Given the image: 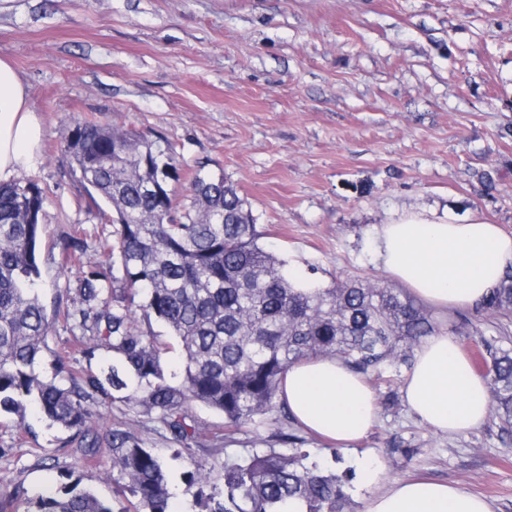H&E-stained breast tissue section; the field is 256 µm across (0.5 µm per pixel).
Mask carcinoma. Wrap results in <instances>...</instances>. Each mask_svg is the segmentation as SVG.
Here are the masks:
<instances>
[{
  "label": "carcinoma",
  "mask_w": 512,
  "mask_h": 512,
  "mask_svg": "<svg viewBox=\"0 0 512 512\" xmlns=\"http://www.w3.org/2000/svg\"><path fill=\"white\" fill-rule=\"evenodd\" d=\"M81 175L95 206L112 207V237L100 241L111 261L78 267L82 307L48 315L37 291L36 249L44 191L34 181L0 184V415L27 427L29 403L53 424L85 441L84 458L99 452L90 436L99 407L121 403L160 422L187 450L200 438L217 455L223 445L285 408L280 384L288 367L308 357L336 356L363 375L411 367L414 349L440 330L431 311L405 291L370 278L303 292L283 273L284 262L259 244L251 210L235 186L197 170L179 203L169 141H150L119 123H78L61 149ZM492 314L512 310V270L482 304ZM96 335L76 339L84 353L112 350L106 377L75 370L57 354L69 385L43 380L36 367L59 318ZM163 323L181 347L183 377H165L168 346L138 318ZM489 377V411L512 432V348L481 339ZM195 405L215 410L224 426L205 432ZM284 453L255 449L224 461L223 501L205 512H346L341 479L305 460L303 440L278 430ZM112 482L135 502L117 508L79 483L26 501L25 512H168L163 460L138 433L112 426ZM185 492L195 498L211 479L209 463L190 459Z\"/></svg>",
  "instance_id": "carcinoma-1"
}]
</instances>
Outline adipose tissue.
<instances>
[{"label":"adipose tissue","mask_w":512,"mask_h":512,"mask_svg":"<svg viewBox=\"0 0 512 512\" xmlns=\"http://www.w3.org/2000/svg\"><path fill=\"white\" fill-rule=\"evenodd\" d=\"M42 125L14 67L0 59V181L34 166ZM376 259L384 272L435 311L483 304L512 268V235L473 219L404 212L379 225ZM282 397L295 423L336 447L365 439L379 408L366 377L334 357L292 364ZM410 411L434 431L464 434L487 421L489 379L477 372L448 331L425 337L403 386ZM363 512H492L460 487L423 478L394 480L366 498Z\"/></svg>","instance_id":"adipose-tissue-1"}]
</instances>
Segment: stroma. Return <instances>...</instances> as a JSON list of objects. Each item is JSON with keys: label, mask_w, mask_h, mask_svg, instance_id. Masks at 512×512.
Segmentation results:
<instances>
[{"label": "stroma", "mask_w": 512, "mask_h": 512, "mask_svg": "<svg viewBox=\"0 0 512 512\" xmlns=\"http://www.w3.org/2000/svg\"><path fill=\"white\" fill-rule=\"evenodd\" d=\"M0 59L21 76L43 127L36 164L16 179L46 195L38 242L46 306L80 300L67 237L93 265L104 259L101 234L112 231L61 155L78 122L166 138L178 195L200 168L234 184L261 246L296 279L382 278L376 228L401 212L477 218L512 235V0H0ZM483 172L492 184L480 183ZM438 321L479 371L476 340L495 336L499 323L512 328V315L476 309ZM61 350L76 368L112 364L110 349H76L60 321L41 378L54 377ZM405 378L389 370L373 381L379 422L357 448L306 439L310 462L348 475L347 512H363L367 459L380 469L377 490L419 474L512 512V434L493 417L466 435L434 431L410 414ZM101 411L163 459L171 512H200L185 492L190 457L210 458L208 491L220 494L224 459L265 447L283 420L271 414L224 455L196 446L186 456L146 415L109 403ZM27 421L25 430L0 421V489L19 493L15 512L71 477L115 499L110 448L87 465L71 432L32 411Z\"/></svg>", "instance_id": "obj_1"}]
</instances>
